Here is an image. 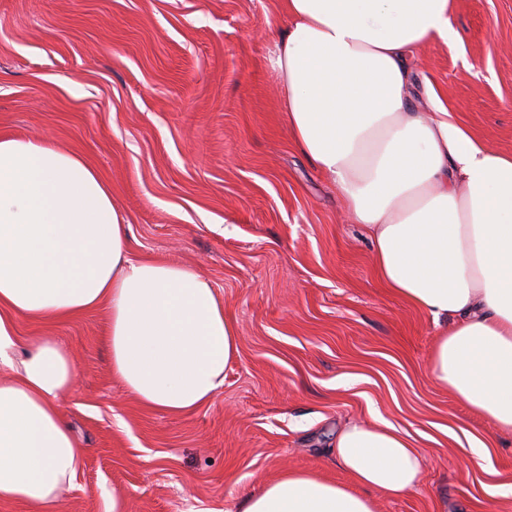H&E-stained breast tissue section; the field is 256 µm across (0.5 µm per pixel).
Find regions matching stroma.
Wrapping results in <instances>:
<instances>
[{"label":"stroma","instance_id":"stroma-1","mask_svg":"<svg viewBox=\"0 0 512 512\" xmlns=\"http://www.w3.org/2000/svg\"><path fill=\"white\" fill-rule=\"evenodd\" d=\"M460 44L417 53L451 122L512 154V0H454ZM280 0H0V134L80 155L112 186L131 253L208 280L236 323L224 389L194 411L141 405L112 376L105 313L19 320L77 377L59 408L83 451L55 512H237L288 470L341 483L337 430L412 437L421 486L379 512H512V435L431 381L440 330L392 296L335 187L297 149L267 50ZM489 451L470 466L458 436Z\"/></svg>","mask_w":512,"mask_h":512}]
</instances>
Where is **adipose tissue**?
<instances>
[{"mask_svg": "<svg viewBox=\"0 0 512 512\" xmlns=\"http://www.w3.org/2000/svg\"><path fill=\"white\" fill-rule=\"evenodd\" d=\"M288 27L267 54L288 133L336 188L372 244L390 292L453 324L428 360L434 384L512 433V155L448 119L410 58L454 42L452 0H283ZM429 109L420 111L416 95ZM111 187L52 143L0 137V501L52 512L81 453L58 398L75 358L53 336L20 339L19 319L105 309L114 377L145 406L194 410L224 387L238 332L191 269L136 259ZM345 486L289 471L238 512H377L422 482L423 459L392 423L336 433Z\"/></svg>", "mask_w": 512, "mask_h": 512, "instance_id": "adipose-tissue-1", "label": "adipose tissue"}]
</instances>
